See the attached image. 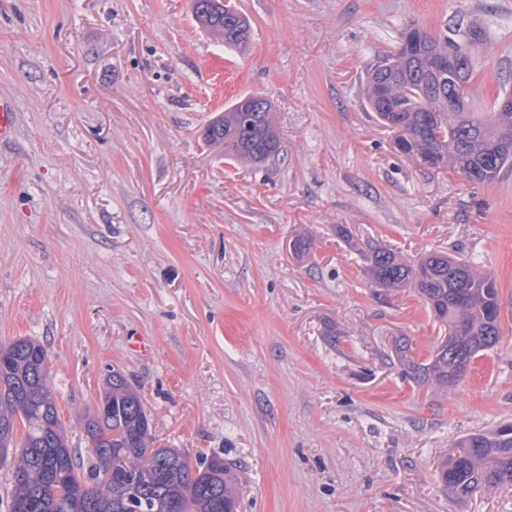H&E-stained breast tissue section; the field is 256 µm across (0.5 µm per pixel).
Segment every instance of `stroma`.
<instances>
[{
	"mask_svg": "<svg viewBox=\"0 0 512 512\" xmlns=\"http://www.w3.org/2000/svg\"><path fill=\"white\" fill-rule=\"evenodd\" d=\"M234 2L243 52L193 0H0V342L46 347L78 458L120 372L158 445L223 455L238 512H512L511 488L457 500L437 474L457 437L512 421V170L480 187L424 165L365 106L404 24H476L474 107L493 111L512 0ZM249 94L281 152L244 167L204 133ZM375 246L495 280L500 339L457 387L395 360L402 336L427 359L438 326L413 285L367 276ZM203 27L224 41V46L243 48L248 45L251 37L249 20L236 9L228 5L224 14H210Z\"/></svg>",
	"mask_w": 512,
	"mask_h": 512,
	"instance_id": "35a3bbf8",
	"label": "stroma"
}]
</instances>
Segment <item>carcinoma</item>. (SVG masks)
<instances>
[{"mask_svg": "<svg viewBox=\"0 0 512 512\" xmlns=\"http://www.w3.org/2000/svg\"><path fill=\"white\" fill-rule=\"evenodd\" d=\"M203 27L228 47L250 42L249 20L232 7L209 15ZM420 34L416 56H408L401 41L395 53L372 66L367 104L384 126L398 131L403 153L450 167L478 186L492 184L512 167V140L498 137L501 126H512V111H500L498 100L492 112L448 111V75L435 74L432 59L450 51L466 55L459 93L470 101L471 56L466 44L446 35ZM381 83L389 96L376 99L373 90ZM205 137L224 144L239 164L265 163L280 150L272 105L264 98L238 100L206 128ZM368 262L369 277L381 287L413 283L442 332L425 363L406 340L395 342L398 362L416 379L451 389L477 355L498 343L496 282L470 261L432 252L409 266L392 250L374 247ZM106 382L96 412L83 420L95 444L81 465L61 432L45 346L30 339L0 342V448L12 450L13 458L7 512H236V477L224 458L193 462L184 452L154 446L138 392L119 372ZM438 469L443 487L457 499L512 486V424L460 437Z\"/></svg>", "mask_w": 512, "mask_h": 512, "instance_id": "obj_1", "label": "carcinoma"}]
</instances>
